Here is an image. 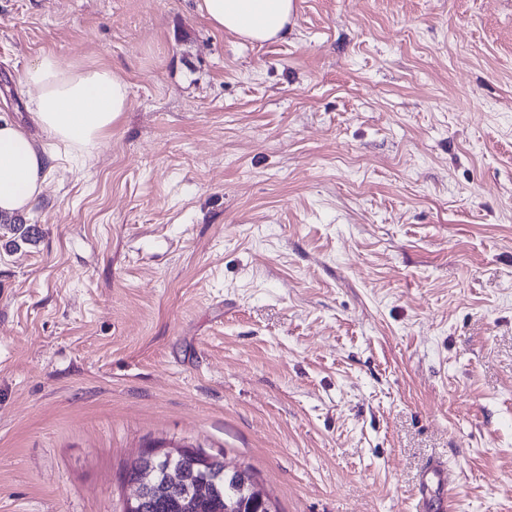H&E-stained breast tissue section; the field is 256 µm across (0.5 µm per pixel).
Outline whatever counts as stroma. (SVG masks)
Here are the masks:
<instances>
[{"label": "stroma", "instance_id": "stroma-1", "mask_svg": "<svg viewBox=\"0 0 512 512\" xmlns=\"http://www.w3.org/2000/svg\"><path fill=\"white\" fill-rule=\"evenodd\" d=\"M0 0V115L45 50L129 107L0 226V512H123L191 445L278 512H512V0ZM198 8L217 29L265 43L286 33L295 4L294 0H200ZM191 452L192 448H149L144 452L143 458L150 462L167 461V474L176 481L179 468L174 464V459L191 454ZM448 465L436 463L424 471L416 493L422 512H451L455 488L449 479Z\"/></svg>", "mask_w": 512, "mask_h": 512}]
</instances>
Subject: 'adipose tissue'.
Returning <instances> with one entry per match:
<instances>
[{
	"label": "adipose tissue",
	"mask_w": 512,
	"mask_h": 512,
	"mask_svg": "<svg viewBox=\"0 0 512 512\" xmlns=\"http://www.w3.org/2000/svg\"><path fill=\"white\" fill-rule=\"evenodd\" d=\"M200 12L216 28L253 43L281 38L292 20L294 0H200ZM21 85L30 116L49 138L37 145L26 130L0 117V214L30 211L40 200L56 147L85 154L104 137L129 105L130 85L118 72L63 62L52 51L26 68Z\"/></svg>",
	"instance_id": "ef3b65f1"
}]
</instances>
